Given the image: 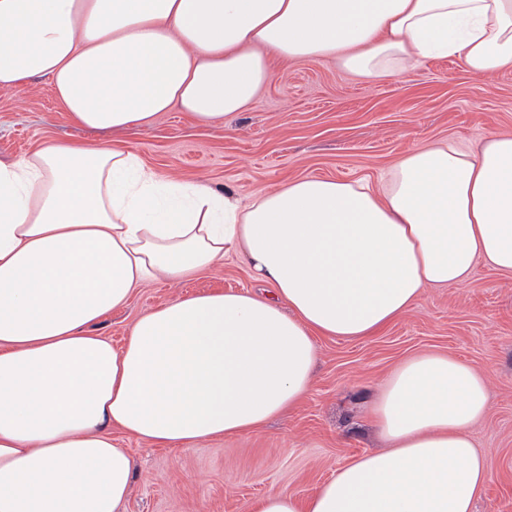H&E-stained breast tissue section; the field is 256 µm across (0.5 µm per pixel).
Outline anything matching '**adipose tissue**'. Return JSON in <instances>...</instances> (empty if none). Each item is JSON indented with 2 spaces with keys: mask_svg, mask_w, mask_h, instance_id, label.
<instances>
[{
  "mask_svg": "<svg viewBox=\"0 0 512 512\" xmlns=\"http://www.w3.org/2000/svg\"><path fill=\"white\" fill-rule=\"evenodd\" d=\"M445 57L478 77L511 67L512 0H0V90L44 79L100 133L173 109L223 120L276 60L375 79ZM231 252L271 292L174 299L118 349L92 333L143 283ZM479 261L512 278V134L414 148L376 186L308 176L246 205L105 144L0 161V512H119L133 469L113 431L156 446L256 433L309 394L317 337L374 336ZM487 404L474 366L412 356L371 408L387 450L251 512H472Z\"/></svg>",
  "mask_w": 512,
  "mask_h": 512,
  "instance_id": "1",
  "label": "adipose tissue"
}]
</instances>
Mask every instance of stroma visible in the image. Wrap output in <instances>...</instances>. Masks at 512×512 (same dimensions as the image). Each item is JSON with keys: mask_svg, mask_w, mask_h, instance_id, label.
Wrapping results in <instances>:
<instances>
[{"mask_svg": "<svg viewBox=\"0 0 512 512\" xmlns=\"http://www.w3.org/2000/svg\"><path fill=\"white\" fill-rule=\"evenodd\" d=\"M512 133V68L478 78L454 58L420 60L410 71L368 81L335 62L278 66L260 96L223 122L161 112L150 125L107 134L77 126L46 82L0 90V160L43 143H113L163 178L234 189L242 201L305 177L379 181L410 149L451 140L477 148ZM241 258L172 283L151 281L92 331L121 346L142 314L178 297L257 289ZM440 353L484 373L488 410L471 436L491 474L474 512H512V280L477 264L463 285L429 288L378 336L322 338L314 384L294 410L261 431L191 447L160 448L119 435L133 480L121 512H250L277 488L314 493L336 471L387 443L370 417L380 387L403 360Z\"/></svg>", "mask_w": 512, "mask_h": 512, "instance_id": "35a3bbf8", "label": "stroma"}]
</instances>
